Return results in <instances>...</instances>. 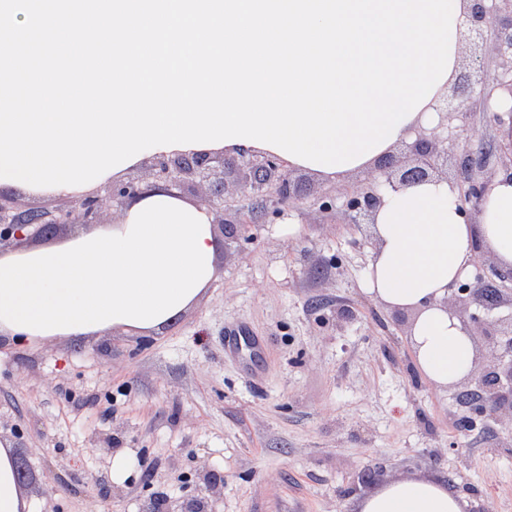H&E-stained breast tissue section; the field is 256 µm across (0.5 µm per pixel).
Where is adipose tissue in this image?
<instances>
[{
    "label": "adipose tissue",
    "mask_w": 512,
    "mask_h": 512,
    "mask_svg": "<svg viewBox=\"0 0 512 512\" xmlns=\"http://www.w3.org/2000/svg\"><path fill=\"white\" fill-rule=\"evenodd\" d=\"M214 215L163 188L128 200L117 223L62 243L0 254V335L34 342L110 330L147 336L172 324L216 280L222 248ZM364 291L410 309L418 371L444 387L473 368L476 349L442 301L469 273L475 244L512 268V169L495 174L478 217L446 183L385 194ZM11 447L0 443V512H31ZM438 480L405 478L366 494L358 512H465Z\"/></svg>",
    "instance_id": "1"
}]
</instances>
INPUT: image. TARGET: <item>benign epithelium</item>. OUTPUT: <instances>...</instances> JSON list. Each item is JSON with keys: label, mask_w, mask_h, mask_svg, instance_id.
I'll return each mask as SVG.
<instances>
[{"label": "benign epithelium", "mask_w": 512, "mask_h": 512, "mask_svg": "<svg viewBox=\"0 0 512 512\" xmlns=\"http://www.w3.org/2000/svg\"><path fill=\"white\" fill-rule=\"evenodd\" d=\"M471 2L470 30L478 34L485 28H495L494 51L498 65L490 72L482 59L473 58L468 85L494 122L512 126V106L504 109L493 105L495 96L502 92L512 97V22L496 26L502 15L512 18V0ZM435 110L440 117L438 125L418 134L409 146L410 164L399 177L374 178L349 194L346 209L353 222L360 224L372 217L383 203L382 190L397 191L403 186L439 178V167L448 162L447 143L452 135L448 123L454 115L448 111L446 103H438ZM487 157L485 151L464 155L460 166L465 176L450 182L459 206L466 212L479 211L489 188L492 176L482 175ZM228 164L222 154H177L153 160L157 178L164 188L179 191L189 181L207 184L209 195L202 198V202L214 212L224 210V167ZM237 167L242 188L265 197L277 206L275 213H281L278 206L291 197L290 173L284 162L276 157L250 155L242 158ZM149 187V183H110L90 195L71 199L66 207L57 210L24 209L12 195L0 191V243L47 237L66 224H96L103 212L124 206L128 199ZM218 226L226 241L239 238L246 230L245 221L241 219L232 222L223 218ZM493 275L496 281L484 287L479 285L478 275L472 281L458 282L444 300L448 313L459 320L466 332H472L474 326L481 329L490 349V364L479 375L464 378L462 383L466 390L460 397L466 412L460 423L466 428L503 410L512 417V271L495 269ZM502 308L508 311L509 330L488 328L480 312ZM198 476L201 495L182 502L164 498L154 503L152 512H212V498L220 494L219 487L224 481L206 467Z\"/></svg>", "instance_id": "1"}]
</instances>
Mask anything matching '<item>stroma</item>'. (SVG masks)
<instances>
[{
    "mask_svg": "<svg viewBox=\"0 0 512 512\" xmlns=\"http://www.w3.org/2000/svg\"><path fill=\"white\" fill-rule=\"evenodd\" d=\"M448 98L495 160L512 151L479 102L453 86ZM291 178L279 216L225 167L227 216L247 229L199 303L157 333L0 336V440L50 478L25 485L33 512H145L158 492L198 496L202 465L224 480L215 512H357L406 477L443 481L466 512H512V427L463 429L456 390L414 366L413 312L362 290L376 241L345 202L372 173ZM240 323L266 349L251 375L224 355V330ZM118 452L132 461L120 483Z\"/></svg>",
    "mask_w": 512,
    "mask_h": 512,
    "instance_id": "1",
    "label": "stroma"
}]
</instances>
